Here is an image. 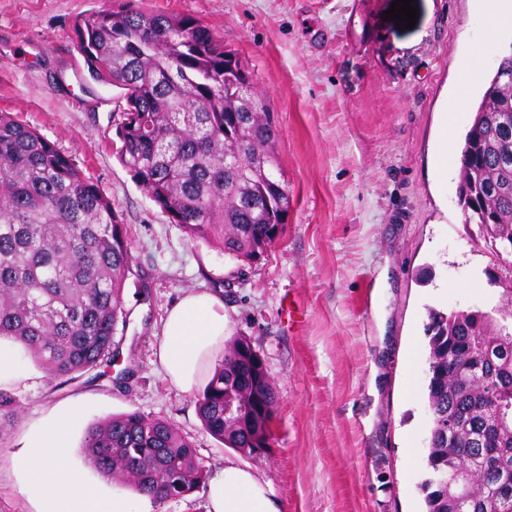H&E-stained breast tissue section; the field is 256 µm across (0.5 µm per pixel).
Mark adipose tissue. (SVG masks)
Masks as SVG:
<instances>
[{"label":"adipose tissue","mask_w":512,"mask_h":512,"mask_svg":"<svg viewBox=\"0 0 512 512\" xmlns=\"http://www.w3.org/2000/svg\"><path fill=\"white\" fill-rule=\"evenodd\" d=\"M224 303L207 291L188 292L168 311L157 337V359L166 380L192 393L204 380L228 337ZM82 402L51 408L4 462L29 512H154L150 496L112 493L70 459ZM206 512H280L269 485L250 467L229 461L207 484Z\"/></svg>","instance_id":"1"}]
</instances>
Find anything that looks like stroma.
<instances>
[{
	"label": "stroma",
	"mask_w": 512,
	"mask_h": 512,
	"mask_svg": "<svg viewBox=\"0 0 512 512\" xmlns=\"http://www.w3.org/2000/svg\"><path fill=\"white\" fill-rule=\"evenodd\" d=\"M0 0V112L54 143L112 202L131 245L119 355L106 376L13 388L16 451L44 409L83 400L86 423L129 411L167 419L207 471L250 466L282 512H421L430 413L427 307L495 306L496 261L472 243L456 163L498 64L475 0ZM192 17L250 69L278 130L291 207L257 263L190 241L120 163V88L93 81L77 49L90 10ZM479 70L468 111L443 127L459 66ZM189 290L224 300L230 332L260 353L275 391L273 440L246 457L203 428L195 395L171 388L157 334ZM295 316L287 318L285 306ZM134 368L129 385L117 384Z\"/></svg>",
	"instance_id": "obj_1"
}]
</instances>
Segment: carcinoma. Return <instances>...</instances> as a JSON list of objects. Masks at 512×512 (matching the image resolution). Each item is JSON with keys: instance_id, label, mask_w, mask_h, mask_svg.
Segmentation results:
<instances>
[{"instance_id": "obj_1", "label": "carcinoma", "mask_w": 512, "mask_h": 512, "mask_svg": "<svg viewBox=\"0 0 512 512\" xmlns=\"http://www.w3.org/2000/svg\"><path fill=\"white\" fill-rule=\"evenodd\" d=\"M90 76L125 90L120 159L192 241L217 244L251 264L285 223L289 197L272 180L277 135L263 99L240 96L243 139L224 101L238 91V63L194 19L91 11L77 23ZM458 199L472 240L503 255L491 278L498 307L428 309L430 440L425 512H512V55L502 59L461 150ZM279 199L272 210L251 201ZM131 246L112 202L35 129L0 113V336L20 344L52 382L112 365L124 314ZM275 393L251 342L237 336L197 396L205 430L227 448H268ZM458 434L448 435V417ZM19 418L0 390V435ZM82 452L103 477L163 504L205 482L196 448L171 423L137 411L102 418ZM480 466L470 502L448 491L451 466Z\"/></svg>"}]
</instances>
